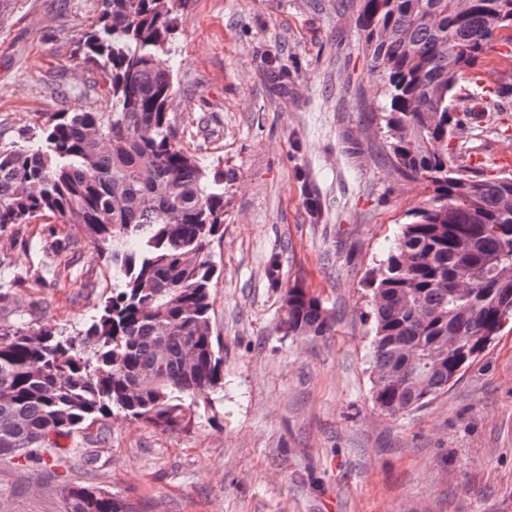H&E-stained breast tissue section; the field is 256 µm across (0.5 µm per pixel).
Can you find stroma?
<instances>
[{
    "label": "stroma",
    "instance_id": "obj_1",
    "mask_svg": "<svg viewBox=\"0 0 512 512\" xmlns=\"http://www.w3.org/2000/svg\"><path fill=\"white\" fill-rule=\"evenodd\" d=\"M100 4L0 0V139L34 133L62 92L102 104L81 46ZM355 18L346 0H192L180 15L168 63L182 143L232 176L212 246L224 388L187 429L110 417L52 468H0V512H64L76 481L135 512H512V329L427 406L394 418L372 403V279L429 191L385 155L381 80ZM274 56L287 84L269 78ZM497 127L467 143L491 175L512 172V99ZM76 234L45 218L0 235L18 277L0 325L75 332L98 313L112 266L73 253ZM274 255L285 285L319 297L332 336L283 335Z\"/></svg>",
    "mask_w": 512,
    "mask_h": 512
}]
</instances>
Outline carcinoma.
Segmentation results:
<instances>
[{
  "mask_svg": "<svg viewBox=\"0 0 512 512\" xmlns=\"http://www.w3.org/2000/svg\"><path fill=\"white\" fill-rule=\"evenodd\" d=\"M189 0H101L86 58L109 87L103 111L53 112L41 133L0 140V232L53 216L112 263V296L72 335L0 325V460L47 466L87 421L123 416L161 432L212 408L224 359L211 317L224 234V171L180 145L166 56ZM367 57L382 79L379 117L397 173L432 195L375 272L374 406L389 416L448 393L512 319V173L457 162L451 141L512 98L490 67L512 0H357ZM269 286L283 288L277 257ZM285 289V288H283ZM286 336L325 337L318 297L283 295ZM65 512H135L99 488L67 485Z\"/></svg>",
  "mask_w": 512,
  "mask_h": 512,
  "instance_id": "obj_1",
  "label": "carcinoma"
}]
</instances>
